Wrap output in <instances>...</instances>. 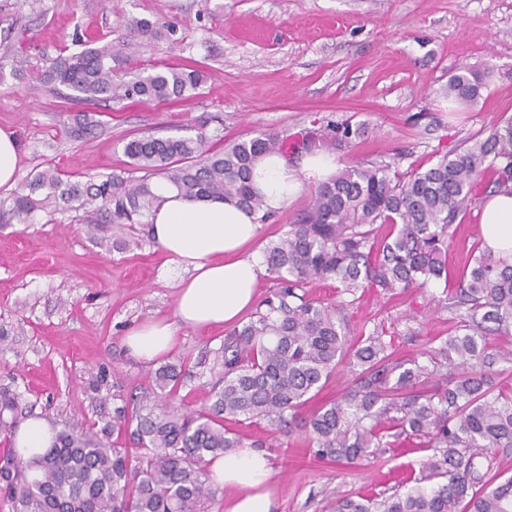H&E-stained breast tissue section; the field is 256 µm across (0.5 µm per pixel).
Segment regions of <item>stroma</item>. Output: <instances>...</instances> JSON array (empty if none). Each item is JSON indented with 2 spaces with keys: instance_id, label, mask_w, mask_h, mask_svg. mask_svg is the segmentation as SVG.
<instances>
[{
  "instance_id": "obj_1",
  "label": "stroma",
  "mask_w": 512,
  "mask_h": 512,
  "mask_svg": "<svg viewBox=\"0 0 512 512\" xmlns=\"http://www.w3.org/2000/svg\"><path fill=\"white\" fill-rule=\"evenodd\" d=\"M160 19L175 34L136 41L130 22ZM136 42L120 72L158 62L199 67L194 98L169 104L76 103L37 79L74 53V34ZM466 66L489 72L481 98L449 100L448 78ZM512 119V0H0V128L14 131L20 177L54 168L72 176L129 169L124 142L176 134L206 123L225 139L268 130L287 134L351 126L337 167L383 156L399 171L429 167ZM479 189L448 248L462 267L480 237ZM113 247L111 225L95 213H38L35 223L0 226V386L19 395L23 413L57 423L103 424L111 404L86 389L107 369L121 394L148 390L155 364L134 356L127 332L177 319L179 277L154 240ZM442 286L401 295L366 294L352 325L385 323L402 353L448 328L437 304ZM221 328H180L167 364L188 362L181 394L208 407L213 352ZM277 512H330L336 497L381 493L417 477L429 449L389 448L340 467L309 456L297 438L268 449Z\"/></svg>"
}]
</instances>
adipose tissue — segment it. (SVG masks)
<instances>
[{
	"label": "adipose tissue",
	"instance_id": "ef3b65f1",
	"mask_svg": "<svg viewBox=\"0 0 512 512\" xmlns=\"http://www.w3.org/2000/svg\"><path fill=\"white\" fill-rule=\"evenodd\" d=\"M336 171L334 157L316 151L294 169L282 156L260 158L253 172L255 188L269 209L279 210L297 194L302 179L325 181ZM150 234L180 280L178 324L192 327L227 325L254 301L264 266L250 250L260 225L255 215L228 201L191 200L166 193L148 217ZM481 233L494 253L512 256V192L501 190L485 201ZM177 324L157 321L131 329L126 343L150 362L172 345ZM215 483L230 492L224 512H274L267 489L272 468L266 454L239 448L211 467Z\"/></svg>",
	"mask_w": 512,
	"mask_h": 512
}]
</instances>
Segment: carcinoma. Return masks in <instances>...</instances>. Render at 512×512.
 I'll list each match as a JSON object with an SVG mask.
<instances>
[{
  "label": "carcinoma",
  "instance_id": "cac0c4a2",
  "mask_svg": "<svg viewBox=\"0 0 512 512\" xmlns=\"http://www.w3.org/2000/svg\"><path fill=\"white\" fill-rule=\"evenodd\" d=\"M142 37L159 20L139 18ZM60 56L39 79L72 102L127 100L167 103L203 84L189 65L160 64L131 77L114 74L112 43L84 41ZM488 73L461 67L448 79V97L472 104ZM327 127L294 141L349 143ZM134 174L74 179L54 170L25 179L0 200V224H33L50 206L93 207L123 231L147 224L166 187L183 198L232 201L265 224L272 218L255 189L253 167L264 155L288 153V135L270 130L218 144L205 125L182 134L134 136L123 145ZM495 190L512 185V121L467 148H453L432 166L400 172L385 160L347 166L311 191L296 221L268 243L263 259L276 282L247 320L224 334L214 353L211 404L194 410L179 395L186 364L164 365L152 395L112 394V420L100 428L51 425L50 445L24 454L16 448L19 394L0 386V512H209L219 488L211 463L237 448H269L296 432L314 456L356 465L382 448H432L413 485L391 493L338 497L333 512H512V262L480 243L468 250L443 288L448 335L414 355L397 354L395 336L380 322L351 328L349 310L369 290L405 294L430 281L448 282V241L461 224L485 175ZM336 282V299L310 292ZM351 373L346 391L308 416L302 409L339 364ZM107 371L88 389L103 400ZM266 424V443L246 441L235 426ZM125 437L132 447L110 441Z\"/></svg>",
  "mask_w": 512,
  "mask_h": 512
}]
</instances>
